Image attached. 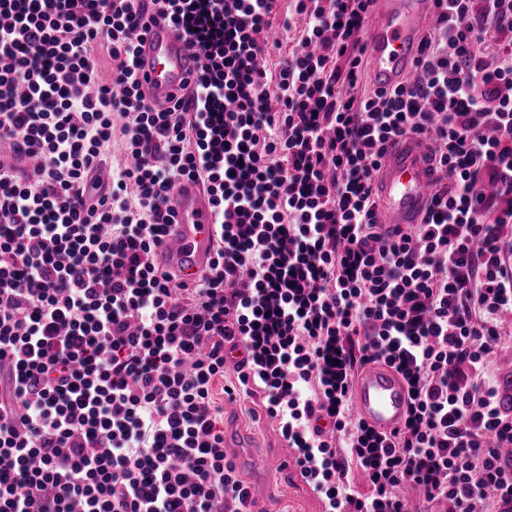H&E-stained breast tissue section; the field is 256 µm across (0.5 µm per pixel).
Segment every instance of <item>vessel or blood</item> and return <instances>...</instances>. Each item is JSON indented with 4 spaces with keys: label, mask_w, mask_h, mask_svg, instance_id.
<instances>
[{
    "label": "vessel or blood",
    "mask_w": 512,
    "mask_h": 512,
    "mask_svg": "<svg viewBox=\"0 0 512 512\" xmlns=\"http://www.w3.org/2000/svg\"><path fill=\"white\" fill-rule=\"evenodd\" d=\"M432 14L430 0H376L366 25V54L374 84L382 89L411 77L419 34ZM138 72L153 107L168 108L198 71L188 42L165 22L143 29L137 41ZM433 179L432 163L419 139L406 138L388 150L376 175L381 225L417 223ZM175 222L156 249V262L182 269L187 278L205 270L214 254L215 211L210 195L194 182L181 183L174 195ZM356 415L378 433L402 424L408 405L407 387L391 368L372 363L354 387Z\"/></svg>",
    "instance_id": "obj_1"
}]
</instances>
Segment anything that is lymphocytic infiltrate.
Returning a JSON list of instances; mask_svg holds the SVG:
<instances>
[{"mask_svg": "<svg viewBox=\"0 0 512 512\" xmlns=\"http://www.w3.org/2000/svg\"><path fill=\"white\" fill-rule=\"evenodd\" d=\"M278 2L0 0V512H257L214 397L228 347L225 394L261 399L330 512H408L410 486L420 512H512V0H433L388 91L365 83L370 0H288L270 72ZM149 21L204 61L162 111L136 75ZM404 136L437 176L382 233ZM184 180L217 208L192 283L152 260ZM372 362L408 390L387 435L352 415Z\"/></svg>", "mask_w": 512, "mask_h": 512, "instance_id": "lymphocytic-infiltrate-1", "label": "lymphocytic infiltrate"}]
</instances>
